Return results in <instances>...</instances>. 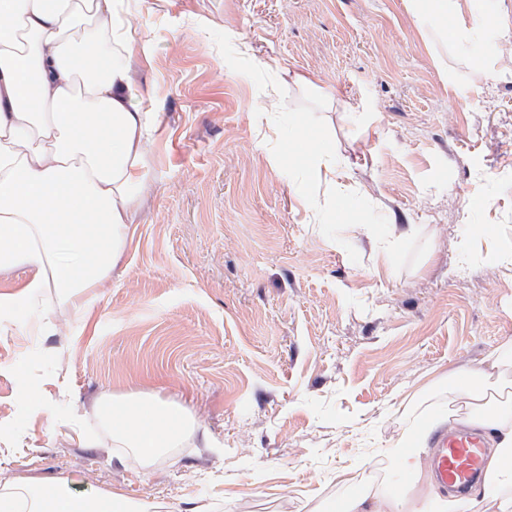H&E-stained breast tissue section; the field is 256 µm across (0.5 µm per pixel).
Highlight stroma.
Masks as SVG:
<instances>
[{"label": "stroma", "mask_w": 512, "mask_h": 512, "mask_svg": "<svg viewBox=\"0 0 512 512\" xmlns=\"http://www.w3.org/2000/svg\"><path fill=\"white\" fill-rule=\"evenodd\" d=\"M124 7L162 126L109 287L87 310L45 289L49 321L0 335V490L64 479L156 512L387 505L389 448L447 412L454 372L512 344V44L475 60L408 0ZM303 135L347 168L353 209L304 208L333 189L307 182ZM18 365L43 408L25 410ZM131 392L188 406L195 434L148 464L116 447L98 407Z\"/></svg>", "instance_id": "stroma-1"}]
</instances>
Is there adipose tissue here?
I'll list each match as a JSON object with an SVG mask.
<instances>
[{"mask_svg":"<svg viewBox=\"0 0 512 512\" xmlns=\"http://www.w3.org/2000/svg\"><path fill=\"white\" fill-rule=\"evenodd\" d=\"M432 34L471 54L512 42L499 0H478L470 17L453 0H410ZM0 275L23 273L21 291L0 293V335L24 332L44 289L86 308L105 287L130 231L129 204L145 181L144 149L162 122L142 107L130 65L133 33L124 0H0ZM479 383L454 385L460 425L491 431L484 484L435 512H512V365L498 352ZM117 447L151 463L192 434L190 411L170 401L103 399ZM0 512H147L125 497L72 494L66 480L0 492Z\"/></svg>","mask_w":512,"mask_h":512,"instance_id":"1","label":"adipose tissue"}]
</instances>
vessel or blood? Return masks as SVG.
Listing matches in <instances>:
<instances>
[{"label":"vessel or blood","mask_w":512,"mask_h":512,"mask_svg":"<svg viewBox=\"0 0 512 512\" xmlns=\"http://www.w3.org/2000/svg\"><path fill=\"white\" fill-rule=\"evenodd\" d=\"M487 454L488 442L482 433L470 430L439 433L427 460V476L432 486L450 495L468 493L481 479Z\"/></svg>","instance_id":"obj_1"}]
</instances>
